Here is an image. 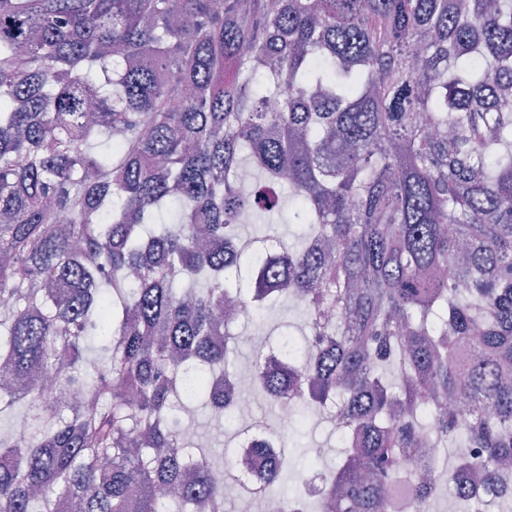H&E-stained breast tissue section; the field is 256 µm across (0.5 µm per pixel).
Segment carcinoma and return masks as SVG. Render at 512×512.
Instances as JSON below:
<instances>
[{"label": "carcinoma", "mask_w": 512, "mask_h": 512, "mask_svg": "<svg viewBox=\"0 0 512 512\" xmlns=\"http://www.w3.org/2000/svg\"><path fill=\"white\" fill-rule=\"evenodd\" d=\"M278 186L299 246L241 244ZM233 299L303 313L260 487L177 414L234 422ZM0 373V512H512V0H0ZM306 439L309 442V453L313 456H322L323 448L326 449L322 468H331L336 465L340 456L342 445L338 434L334 432L331 424L324 422L322 416L314 417L306 433ZM321 445L323 448H316Z\"/></svg>", "instance_id": "obj_1"}]
</instances>
